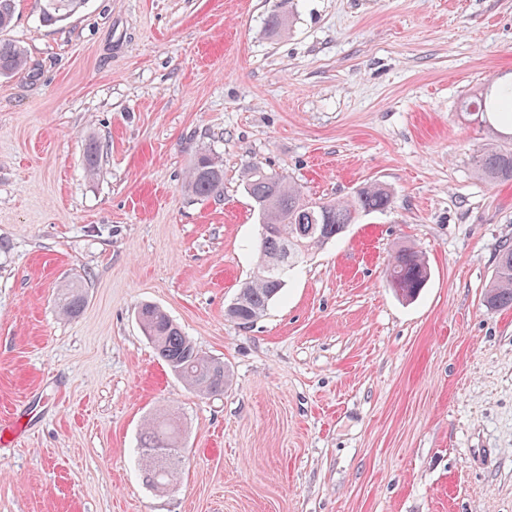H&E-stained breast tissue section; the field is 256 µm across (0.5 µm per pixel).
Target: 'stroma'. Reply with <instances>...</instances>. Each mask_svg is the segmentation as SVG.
Wrapping results in <instances>:
<instances>
[{
	"label": "stroma",
	"instance_id": "35a3bbf8",
	"mask_svg": "<svg viewBox=\"0 0 512 512\" xmlns=\"http://www.w3.org/2000/svg\"><path fill=\"white\" fill-rule=\"evenodd\" d=\"M5 36L27 64L0 76V512H512V309L483 302L512 181L474 165L512 137L462 107L512 75V0H86L53 25L18 0ZM204 145L217 198L184 187ZM251 163L393 204L244 327ZM401 245L431 271L410 301L384 276ZM143 303L223 362V393L157 358ZM163 415L183 466L157 489L139 446Z\"/></svg>",
	"mask_w": 512,
	"mask_h": 512
}]
</instances>
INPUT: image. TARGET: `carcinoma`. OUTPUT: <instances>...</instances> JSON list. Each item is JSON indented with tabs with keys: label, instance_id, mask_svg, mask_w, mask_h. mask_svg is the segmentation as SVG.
Masks as SVG:
<instances>
[{
	"label": "carcinoma",
	"instance_id": "obj_1",
	"mask_svg": "<svg viewBox=\"0 0 512 512\" xmlns=\"http://www.w3.org/2000/svg\"><path fill=\"white\" fill-rule=\"evenodd\" d=\"M42 20L48 24L64 21L78 12L85 0H40ZM15 0H0V33L13 21ZM26 64L24 50L16 42L0 37V76L21 70ZM480 112H512V83L484 88L475 105ZM477 174L489 182L512 180V150L493 144L479 151ZM247 194L261 220L258 268L241 287L228 315L241 325L255 322L285 287V275L312 252L343 234L362 213L383 211L392 204L390 190L370 183L347 199L317 201L303 187L285 175L265 171L257 164L244 170ZM186 188L200 197H210L224 188V164L212 149L200 150L188 172ZM430 278V268L419 251L398 250L387 268L390 287L405 299L414 298ZM485 307H512V246L498 250L495 273L486 286ZM84 296L71 286L60 298V310L80 313ZM138 320L158 357L170 370L202 394L224 390V363L203 356L180 327L160 308L144 304ZM178 428L167 420L154 422L141 445L147 480L154 486L169 484L181 469L182 460L172 453Z\"/></svg>",
	"mask_w": 512,
	"mask_h": 512
}]
</instances>
